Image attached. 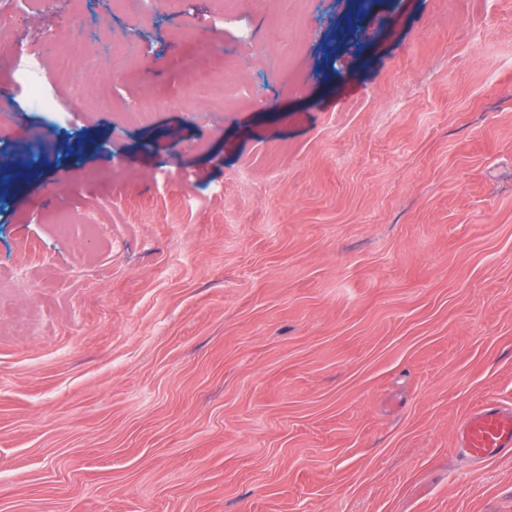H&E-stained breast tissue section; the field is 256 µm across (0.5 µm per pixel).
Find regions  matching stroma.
Wrapping results in <instances>:
<instances>
[{
    "mask_svg": "<svg viewBox=\"0 0 512 512\" xmlns=\"http://www.w3.org/2000/svg\"><path fill=\"white\" fill-rule=\"evenodd\" d=\"M33 9L37 79L124 77L0 131V512H512V458L457 450L512 406V0ZM251 27L253 95L193 100L190 39ZM458 447L472 468L512 457V408L489 400L471 411L457 434Z\"/></svg>",
    "mask_w": 512,
    "mask_h": 512,
    "instance_id": "obj_1",
    "label": "stroma"
}]
</instances>
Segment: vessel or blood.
<instances>
[{
	"mask_svg": "<svg viewBox=\"0 0 512 512\" xmlns=\"http://www.w3.org/2000/svg\"><path fill=\"white\" fill-rule=\"evenodd\" d=\"M458 447L470 467L512 457V408L489 400L471 411L457 434Z\"/></svg>",
	"mask_w": 512,
	"mask_h": 512,
	"instance_id": "obj_1",
	"label": "vessel or blood"
}]
</instances>
